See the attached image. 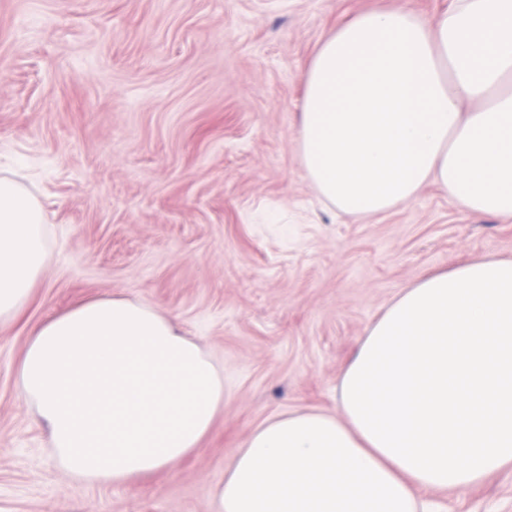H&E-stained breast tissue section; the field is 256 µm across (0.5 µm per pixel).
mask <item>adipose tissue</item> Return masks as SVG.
Instances as JSON below:
<instances>
[{
    "mask_svg": "<svg viewBox=\"0 0 512 512\" xmlns=\"http://www.w3.org/2000/svg\"><path fill=\"white\" fill-rule=\"evenodd\" d=\"M302 81V162L340 211L382 214L432 182L512 221V0H455L428 19L361 14ZM46 257L40 200L0 176V322L23 310ZM17 372L80 482L175 468L224 405L199 345L126 299L33 327ZM339 406L256 428L216 488L217 512H427L421 491L512 466V260L482 257L404 288L343 371Z\"/></svg>",
    "mask_w": 512,
    "mask_h": 512,
    "instance_id": "1",
    "label": "adipose tissue"
}]
</instances>
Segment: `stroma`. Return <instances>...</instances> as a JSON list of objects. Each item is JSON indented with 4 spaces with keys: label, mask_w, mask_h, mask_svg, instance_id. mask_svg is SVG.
<instances>
[{
    "label": "stroma",
    "mask_w": 512,
    "mask_h": 512,
    "mask_svg": "<svg viewBox=\"0 0 512 512\" xmlns=\"http://www.w3.org/2000/svg\"><path fill=\"white\" fill-rule=\"evenodd\" d=\"M453 0H0V175L36 194L47 261L0 323V512H216L234 453L275 414L340 415L368 328L420 278L512 259V222L435 184L369 218L322 202L299 147L320 44L370 11ZM97 298L194 337L224 406L177 469L121 484L54 459L15 367L30 329ZM444 512H512V468L430 492Z\"/></svg>",
    "instance_id": "obj_1"
}]
</instances>
